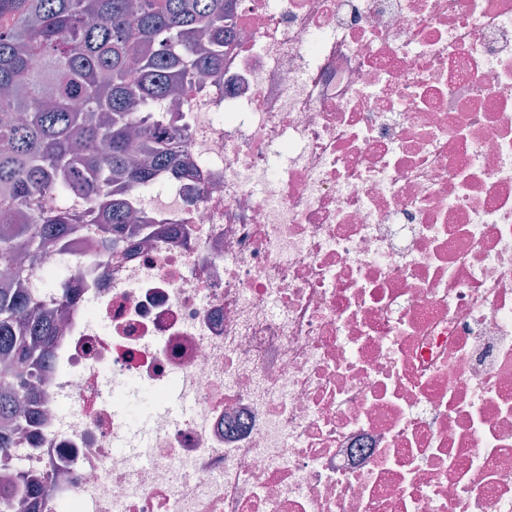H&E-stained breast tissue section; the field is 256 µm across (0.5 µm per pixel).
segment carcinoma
I'll use <instances>...</instances> for the list:
<instances>
[{
  "mask_svg": "<svg viewBox=\"0 0 512 512\" xmlns=\"http://www.w3.org/2000/svg\"><path fill=\"white\" fill-rule=\"evenodd\" d=\"M227 0H0V267L49 245L67 252L94 224L105 242L132 218V193L175 169L188 131L160 120L171 92L224 68ZM86 195L89 211L43 210L40 197ZM57 320L23 288L0 287V360L22 368L0 394V468L17 458L23 408ZM0 512H36L28 487L0 485Z\"/></svg>",
  "mask_w": 512,
  "mask_h": 512,
  "instance_id": "carcinoma-1",
  "label": "carcinoma"
}]
</instances>
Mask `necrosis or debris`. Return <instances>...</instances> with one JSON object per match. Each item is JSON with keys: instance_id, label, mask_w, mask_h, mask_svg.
Instances as JSON below:
<instances>
[{"instance_id": "necrosis-or-debris-1", "label": "necrosis or debris", "mask_w": 512, "mask_h": 512, "mask_svg": "<svg viewBox=\"0 0 512 512\" xmlns=\"http://www.w3.org/2000/svg\"><path fill=\"white\" fill-rule=\"evenodd\" d=\"M182 171L74 308L39 512H512V0H230Z\"/></svg>"}]
</instances>
